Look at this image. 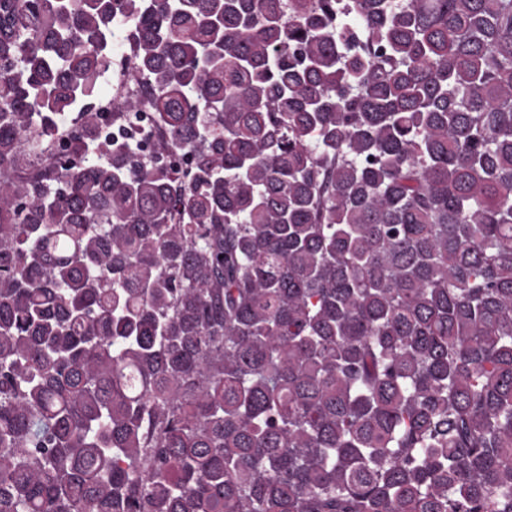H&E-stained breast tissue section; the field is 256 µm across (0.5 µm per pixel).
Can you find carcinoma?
Segmentation results:
<instances>
[{"instance_id":"cac0c4a2","label":"carcinoma","mask_w":512,"mask_h":512,"mask_svg":"<svg viewBox=\"0 0 512 512\" xmlns=\"http://www.w3.org/2000/svg\"><path fill=\"white\" fill-rule=\"evenodd\" d=\"M0 512H512V0H0ZM130 63V46L126 30L119 27L112 38V67L104 78L105 92L97 103L100 112H112L115 96L138 95L141 86H132L124 81V73ZM131 112L120 124L106 123L101 128L102 139L114 138L128 140L136 150L152 153L158 150L157 131L147 112ZM139 112V113H134ZM132 133V136L130 135Z\"/></svg>"}]
</instances>
